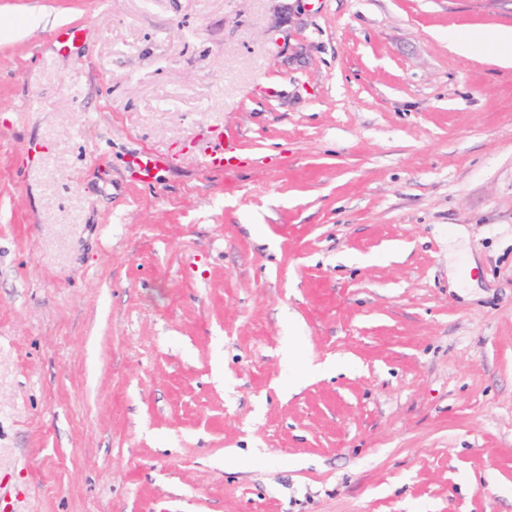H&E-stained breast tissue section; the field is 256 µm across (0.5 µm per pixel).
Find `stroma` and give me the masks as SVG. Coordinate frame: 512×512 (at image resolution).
I'll return each instance as SVG.
<instances>
[{
  "label": "stroma",
  "instance_id": "stroma-1",
  "mask_svg": "<svg viewBox=\"0 0 512 512\" xmlns=\"http://www.w3.org/2000/svg\"><path fill=\"white\" fill-rule=\"evenodd\" d=\"M500 27L0 0L12 512H512V66L448 44Z\"/></svg>",
  "mask_w": 512,
  "mask_h": 512
}]
</instances>
